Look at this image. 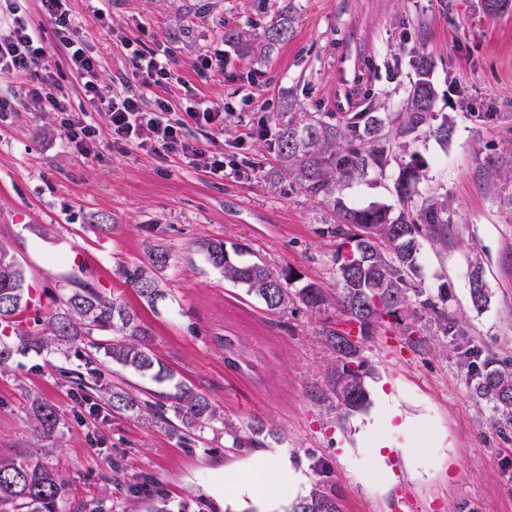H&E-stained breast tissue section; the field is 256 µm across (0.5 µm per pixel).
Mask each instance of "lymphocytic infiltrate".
Instances as JSON below:
<instances>
[{
    "label": "lymphocytic infiltrate",
    "mask_w": 512,
    "mask_h": 512,
    "mask_svg": "<svg viewBox=\"0 0 512 512\" xmlns=\"http://www.w3.org/2000/svg\"><path fill=\"white\" fill-rule=\"evenodd\" d=\"M69 60L80 75L84 94L95 111L104 114L112 131V143L120 150L137 148L153 152L177 153L191 159L195 166L220 176L224 173V156L184 136L186 121L212 123L223 119V110L208 105L197 94L184 93L179 108L168 99L155 97L145 103L143 90L161 84L173 73L167 55L132 49L130 63L141 94L129 95L104 91L99 83L95 58L85 47L66 41ZM44 49L39 46L32 27L13 20L0 28V71L8 70L31 81L29 96L43 99L62 115L63 144L69 151L91 155L96 151L94 129L85 112L72 110L62 88L43 63Z\"/></svg>",
    "instance_id": "1"
}]
</instances>
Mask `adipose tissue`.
Segmentation results:
<instances>
[{"label": "adipose tissue", "mask_w": 512, "mask_h": 512, "mask_svg": "<svg viewBox=\"0 0 512 512\" xmlns=\"http://www.w3.org/2000/svg\"><path fill=\"white\" fill-rule=\"evenodd\" d=\"M382 406L369 422L364 434L369 444L366 454L376 468H383L385 457L382 433L400 432L414 437L418 425L402 417L391 396L382 395ZM306 478L302 472L290 466L287 460L269 461L264 455H254L241 467H229L224 471V503L235 506L242 499H250L260 512H277L279 506L301 495Z\"/></svg>", "instance_id": "ef3b65f1"}]
</instances>
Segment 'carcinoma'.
I'll list each match as a JSON object with an SVG mask.
<instances>
[{
  "instance_id": "1",
  "label": "carcinoma",
  "mask_w": 512,
  "mask_h": 512,
  "mask_svg": "<svg viewBox=\"0 0 512 512\" xmlns=\"http://www.w3.org/2000/svg\"><path fill=\"white\" fill-rule=\"evenodd\" d=\"M295 17L294 0H281L277 15L263 27L260 35L242 29H224V41L241 44L248 52L262 57L275 45L285 41ZM417 79L410 90L405 112L397 125L378 112H363L344 121L334 112H306L293 98L288 99L278 121L275 152L280 170L312 197L328 204L338 218L336 299L344 325L324 330L335 360L318 399L330 402L339 411L350 413L368 404L366 378L370 370L359 341H351V326L367 336L381 326L401 325L402 311L409 301L408 292L419 305L437 315L444 331L448 315L439 304L448 300V289L427 294L422 288L425 272L419 262L420 239L448 244V207L432 199L407 205L411 186L420 180L422 171L413 160L399 163L396 191L406 203L394 215L386 207L358 208L348 205L342 189L354 180L382 172L394 159L391 137L415 140L425 131L444 142L452 134L448 122L436 123L433 110L435 90L429 80L433 61L427 56L415 60ZM198 250L208 264L224 279L242 285L246 292L260 299L266 309L276 312L299 300L312 309L326 302L323 289L309 283L295 292L288 282L291 272L275 271L263 261L240 260V251L226 257L224 241L212 239L199 243ZM173 260L171 250L151 243L145 259L121 267V275L139 298L148 305L164 296L160 275ZM33 285L15 256L0 245V326L16 319L30 308ZM472 304L480 308L488 301L483 281L469 282ZM55 309L40 312L21 330L0 334V368H6L17 356L31 351L61 354L83 350L85 363L94 366L93 376L76 372L72 383L85 393L100 391L106 404L117 413H132L152 425H171L167 411H172L187 429L202 432L221 419V415L204 393L175 380V372L155 354L151 331L136 309L104 295L94 286L68 281L54 298ZM95 332L111 337L95 342ZM116 365L149 377L157 383H173V391L159 396V401L144 400L135 392L115 386L99 385L98 367ZM478 397L494 408L512 416V366L490 360L474 386ZM33 431L51 438L61 432L64 420L56 408L37 398L32 400ZM68 484L53 467L29 456L0 458V512H60L67 496ZM130 491L150 498V512H169L168 503L148 475L138 477ZM295 512H339L336 497L316 483L308 497L295 506Z\"/></svg>"
}]
</instances>
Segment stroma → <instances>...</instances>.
<instances>
[{
	"instance_id": "1",
	"label": "stroma",
	"mask_w": 512,
	"mask_h": 512,
	"mask_svg": "<svg viewBox=\"0 0 512 512\" xmlns=\"http://www.w3.org/2000/svg\"><path fill=\"white\" fill-rule=\"evenodd\" d=\"M13 3L40 38L72 109H87L81 79L41 0ZM294 4L292 36L259 60L225 42L224 31H261L279 0L66 2L69 38L96 56L103 87L138 92L129 53L145 45L175 64L176 80L154 94L179 105L186 81L201 99L224 107L223 120L184 130L188 140L223 153L235 170L224 178L175 153L118 151L107 119L94 111L87 120L96 154L69 152L58 112L27 96L15 74L0 72V96L15 103L0 116V244L45 293L77 278L136 308L158 357L224 415L223 423L186 437L78 395L58 373L76 368L77 355L17 358L0 369V457L32 455L63 474L66 512H88L102 497L112 512H147L146 498L114 483L116 462L127 477L151 476L170 512H224L216 495L224 466L260 451L288 455L309 481L331 487L340 512H397L405 488L418 497L420 512H512V420L476 395V372L465 362L472 352L512 364V177L504 172L512 157V6L491 14L483 0ZM219 49L223 72L197 75L196 59ZM422 55L434 62L435 112L452 125L450 140L420 136L383 173L343 190L351 206L399 211V163L414 155L424 175L412 202H447L450 218L447 246L422 240L420 262L427 288H448L451 331L414 303L402 318L421 347L388 328L361 341L373 367L367 387L382 385L403 414L424 424L417 453L403 437H385L383 478L359 461V430L374 406L343 415L313 398L333 360L322 331L340 320L333 300L337 218L279 172L275 116L291 96L308 112L397 116ZM246 94L251 104H243ZM261 122L267 135H250ZM210 238L243 248L244 259L291 271L290 289L317 283L326 304L267 311L207 263L197 245ZM149 243L174 256L163 276L168 296L153 308L119 274ZM476 265L489 295L480 309L469 293ZM35 397L64 418L62 434L34 435ZM259 422L266 429L259 444L239 447L227 434H248Z\"/></svg>"
}]
</instances>
